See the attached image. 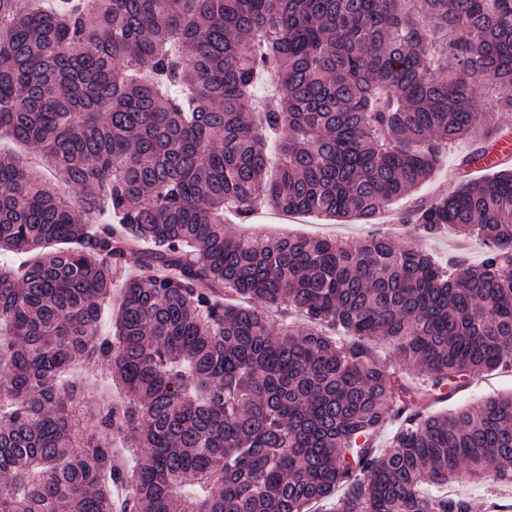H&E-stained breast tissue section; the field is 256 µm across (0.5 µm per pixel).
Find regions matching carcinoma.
I'll use <instances>...</instances> for the list:
<instances>
[{
	"mask_svg": "<svg viewBox=\"0 0 512 512\" xmlns=\"http://www.w3.org/2000/svg\"><path fill=\"white\" fill-rule=\"evenodd\" d=\"M506 111L512 0H0V137L72 192L0 159V255L27 256L0 265V512H472L423 487L512 485V394L433 410L512 366L511 169L411 212L477 266L224 229L370 221Z\"/></svg>",
	"mask_w": 512,
	"mask_h": 512,
	"instance_id": "carcinoma-1",
	"label": "carcinoma"
}]
</instances>
